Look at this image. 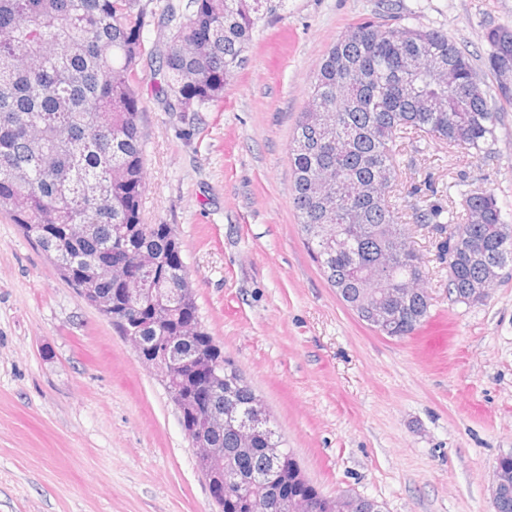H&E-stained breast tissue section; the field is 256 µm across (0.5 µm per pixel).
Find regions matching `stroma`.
<instances>
[{"label": "stroma", "instance_id": "1", "mask_svg": "<svg viewBox=\"0 0 512 512\" xmlns=\"http://www.w3.org/2000/svg\"><path fill=\"white\" fill-rule=\"evenodd\" d=\"M447 32L483 67L512 0H288L263 21L224 102L169 112L138 66L147 134L142 221L168 224L202 327L264 400L323 495L384 512H492L512 454V275L455 302L418 209L450 183L494 192L512 224V106L488 158L396 140L393 189L448 333L376 332L337 296L299 230L288 145L313 72L361 19ZM0 512H219L153 370L0 215Z\"/></svg>", "mask_w": 512, "mask_h": 512}]
</instances>
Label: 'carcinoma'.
<instances>
[{
	"instance_id": "cac0c4a2",
	"label": "carcinoma",
	"mask_w": 512,
	"mask_h": 512,
	"mask_svg": "<svg viewBox=\"0 0 512 512\" xmlns=\"http://www.w3.org/2000/svg\"><path fill=\"white\" fill-rule=\"evenodd\" d=\"M287 0H0V213L10 217L49 256L72 288L97 285L100 295L121 299V285L105 280L116 253L126 273L151 288L174 280L181 289L172 314L160 323L150 310L119 334L137 329L155 351L171 345L194 355L189 317L201 324L194 292L167 224L141 223L145 131L138 65L159 59L153 93L172 112H202L224 100V84L246 60L253 34ZM162 23L164 49L148 43L150 20ZM488 67L499 77L512 63V28L489 27ZM434 65L451 69L454 88L436 78ZM310 99L330 114L315 125L300 113L288 158L289 188L298 224L312 256L341 301L374 324L384 308L395 315L387 336L412 334L427 318L425 265L411 246L410 228L398 222L391 201L397 135L415 134L450 148L486 151L498 107L470 56L448 34L420 26L355 24L325 53ZM418 224L445 236L438 258L448 268V292L465 302L469 288L486 287L490 267L512 266V225L505 223L491 191L463 194V210L430 206ZM164 259L155 270L138 254ZM411 281L410 292L388 305L376 301L389 282ZM229 381L213 385L208 405L251 410L256 392L230 359ZM200 373L172 374L163 385L185 396ZM251 448L239 449L232 427L214 437L233 461L243 484L262 480L318 503L332 501L305 478L293 455L279 463L264 449L283 440L271 417ZM223 512H250L235 485L224 486ZM493 512H512V479L502 486Z\"/></svg>"
}]
</instances>
